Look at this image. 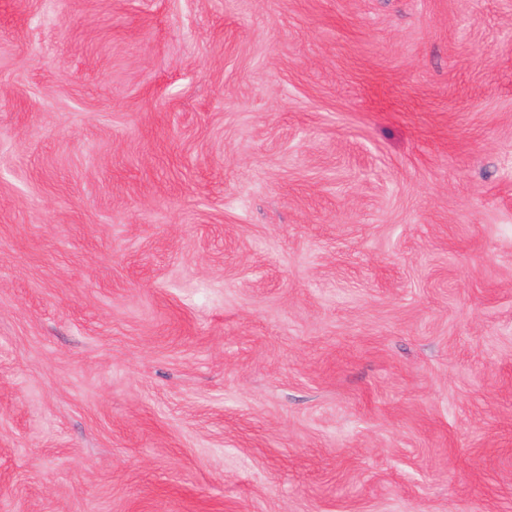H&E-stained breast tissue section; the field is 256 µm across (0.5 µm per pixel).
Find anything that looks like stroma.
I'll list each match as a JSON object with an SVG mask.
<instances>
[{
    "label": "stroma",
    "mask_w": 512,
    "mask_h": 512,
    "mask_svg": "<svg viewBox=\"0 0 512 512\" xmlns=\"http://www.w3.org/2000/svg\"><path fill=\"white\" fill-rule=\"evenodd\" d=\"M0 512H512V0H0Z\"/></svg>",
    "instance_id": "stroma-1"
}]
</instances>
